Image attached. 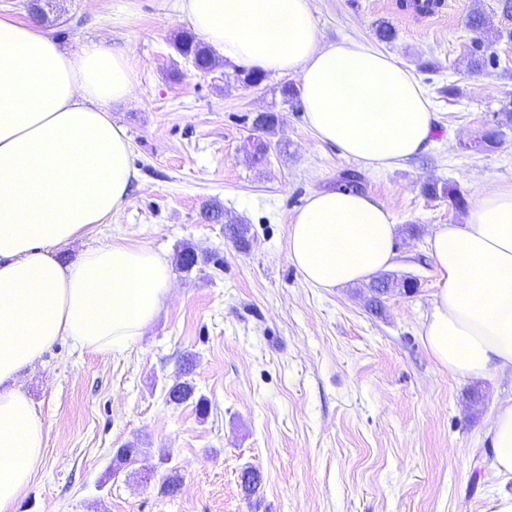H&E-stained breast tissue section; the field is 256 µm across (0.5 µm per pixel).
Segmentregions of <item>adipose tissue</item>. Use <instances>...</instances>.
Wrapping results in <instances>:
<instances>
[{
    "label": "adipose tissue",
    "mask_w": 512,
    "mask_h": 512,
    "mask_svg": "<svg viewBox=\"0 0 512 512\" xmlns=\"http://www.w3.org/2000/svg\"><path fill=\"white\" fill-rule=\"evenodd\" d=\"M180 11L225 61L298 77L308 128L343 155L384 169L432 142V104L409 68L365 40L323 42L311 0H180ZM134 81L124 53L70 52L0 15V512H15L44 463V423L20 376L60 339L127 348L170 296V261L145 244L57 257L128 202L133 145L111 107ZM397 229L373 195L317 191L291 219L287 258L314 288L364 282L393 266ZM428 249L438 279L422 339L436 363L469 378L512 372V186L481 192ZM490 434L492 512H512V399L494 408Z\"/></svg>",
    "instance_id": "ef3b65f1"
}]
</instances>
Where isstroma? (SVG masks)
I'll list each match as a JSON object with an SVG mask.
<instances>
[{"mask_svg":"<svg viewBox=\"0 0 512 512\" xmlns=\"http://www.w3.org/2000/svg\"><path fill=\"white\" fill-rule=\"evenodd\" d=\"M407 2L312 0L321 40L378 43L421 81L436 114L426 151L364 170L315 139L300 100L282 93L288 77L251 85L223 61L196 71L173 45L189 28L179 0H53L47 31L62 46L100 41L136 65L134 94L112 117L132 139L137 176L128 205L89 241L124 235L166 254L172 289L127 349L60 341L22 378L46 435L17 512H491L487 430L494 406L512 398V373H448L421 335L436 289L434 228L463 223L479 192L512 185V43H494L491 63L471 74L467 18L480 9L495 30L499 0H453L415 23L399 11ZM382 24L391 41L378 42ZM268 111L279 123L265 134L254 120ZM259 137L271 148L256 162ZM348 169L392 211L391 275L417 280L377 311L368 284L309 287L286 256L293 214ZM427 181L449 196H426ZM209 202L219 219L204 218ZM236 222L250 227L249 251L224 235ZM187 245L206 257L189 271L175 263ZM186 377L207 412L192 400L166 404V387ZM130 447L139 456L119 459ZM248 468L261 475L250 495ZM172 472L182 477L173 496L160 490Z\"/></svg>","mask_w":512,"mask_h":512,"instance_id":"1","label":"stroma"}]
</instances>
